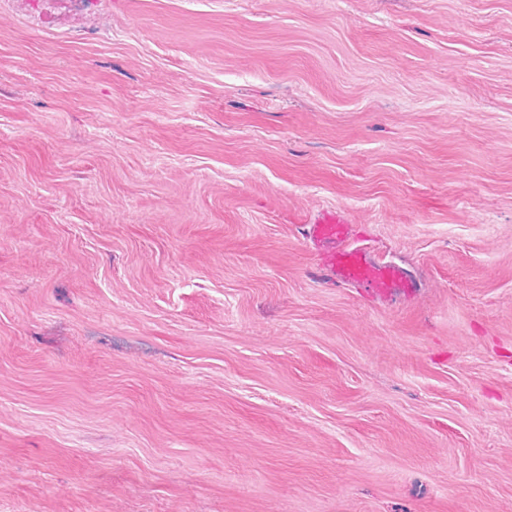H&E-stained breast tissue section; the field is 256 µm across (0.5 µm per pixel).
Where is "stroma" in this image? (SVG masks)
<instances>
[{
  "label": "stroma",
  "instance_id": "obj_1",
  "mask_svg": "<svg viewBox=\"0 0 512 512\" xmlns=\"http://www.w3.org/2000/svg\"><path fill=\"white\" fill-rule=\"evenodd\" d=\"M0 512H512V0H0ZM363 247L343 248L336 256V265L341 269V276L355 284L372 283L376 288H384L385 283L374 275L375 271L380 270L377 267H365L360 262V252Z\"/></svg>",
  "mask_w": 512,
  "mask_h": 512
}]
</instances>
